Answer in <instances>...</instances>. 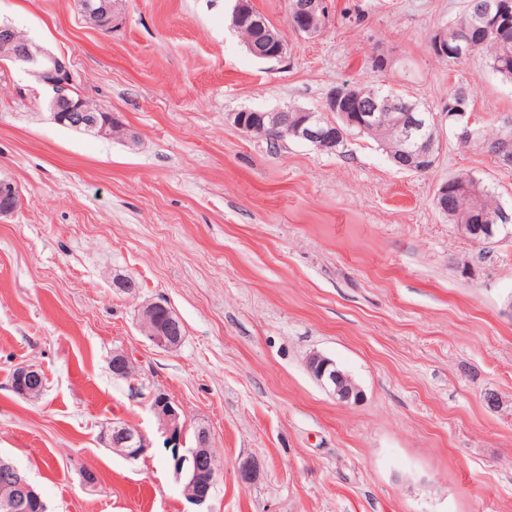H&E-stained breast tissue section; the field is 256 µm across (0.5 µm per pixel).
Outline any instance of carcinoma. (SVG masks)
Returning a JSON list of instances; mask_svg holds the SVG:
<instances>
[{
	"label": "carcinoma",
	"mask_w": 512,
	"mask_h": 512,
	"mask_svg": "<svg viewBox=\"0 0 512 512\" xmlns=\"http://www.w3.org/2000/svg\"><path fill=\"white\" fill-rule=\"evenodd\" d=\"M497 0H466L463 11L452 20L442 32L447 36L448 48L454 51L432 49L435 56L448 61H460L469 56L480 54L487 60L489 67L502 80L512 83V28L502 29L487 38L477 39V28L489 24L490 15L488 6ZM340 95L338 110L349 115L363 114L376 104L390 99L398 101L401 95L392 90L364 86L355 83H346L338 88ZM376 124L368 132V136L377 140L386 151L395 166L402 169L408 165L415 169L419 165L414 161L402 158L403 145L391 133L393 127V114L386 110L375 111ZM251 137L262 139L273 146L293 139V136L284 128H256ZM461 147H477L495 158L506 155L512 156V137L509 140L501 138V127L494 129H481L475 133L473 139L458 141ZM446 194L435 198V206L443 209L448 221L472 239L481 243L490 244L508 231L512 225V210L504 208L498 201L495 188L484 179L471 173H457L448 176L444 182ZM493 214L499 217L494 224L478 223L479 216Z\"/></svg>",
	"instance_id": "obj_1"
}]
</instances>
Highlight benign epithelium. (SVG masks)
<instances>
[{
	"label": "benign epithelium",
	"instance_id": "benign-epithelium-1",
	"mask_svg": "<svg viewBox=\"0 0 512 512\" xmlns=\"http://www.w3.org/2000/svg\"><path fill=\"white\" fill-rule=\"evenodd\" d=\"M85 18L95 26L112 31V24L118 19L122 2L120 0H79ZM325 0H305L299 19L303 27H295L296 32L315 35L307 21L317 14L323 13ZM254 15L252 0H236L230 17V28H244L246 18ZM278 42L271 49L252 47L250 52L260 59H280L286 51V43L279 36H273ZM0 41L12 46L11 57L14 61L24 63V70L37 78L39 82L51 89L48 102L53 120L61 125L77 131L92 132L103 138L129 139L127 128L112 114L91 109L84 99H74L77 89L73 75L65 59L49 52L30 39L19 40L14 26L0 23ZM336 112V94H330L321 111L307 110L303 119L293 128L296 137L321 151L330 147L329 132L325 131L326 120L332 119ZM449 128L456 132L480 125L477 113L470 110L463 97L448 102ZM394 124L404 144L417 143L418 133L423 129L420 124L406 123L400 117H394ZM20 201L17 185L8 179L0 178V215L12 213ZM167 311L168 322L163 327H146L144 323L153 318L156 309ZM141 329L148 339L158 348L171 350L182 342L180 327L182 323L170 307L161 301H154L141 310ZM310 372L325 386L332 389L336 399L341 403L357 401L362 393L353 379L336 369V364L320 353H313L308 358ZM20 377V390L24 398L30 399L42 391L41 372L33 365L22 364L17 368ZM111 372L113 377L129 381L132 379L130 358L123 352L112 354ZM150 410L157 422L158 429L165 438V447L171 450V461L174 472L183 479L185 498L192 504L203 505L210 497V487L215 482L219 465L210 452V430L199 425L194 429V447H185L188 431L186 411L166 394H153L150 397ZM109 447L118 451L128 459L142 456L149 448L143 433L136 427L126 424H115L106 434ZM206 469L208 480L201 484V469ZM41 501L40 494L28 482L27 478L12 463L0 458V512H25L29 504Z\"/></svg>",
	"mask_w": 512,
	"mask_h": 512
}]
</instances>
